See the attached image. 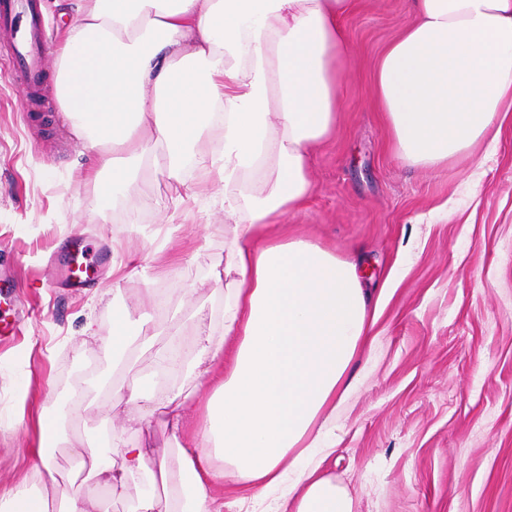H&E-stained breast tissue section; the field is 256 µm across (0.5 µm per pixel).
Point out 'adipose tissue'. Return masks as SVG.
<instances>
[{"mask_svg": "<svg viewBox=\"0 0 512 512\" xmlns=\"http://www.w3.org/2000/svg\"><path fill=\"white\" fill-rule=\"evenodd\" d=\"M353 0H81L56 58L67 124L96 154L88 176L100 208L130 195L146 164L162 161L179 190L224 187V308L220 330H196L192 359L180 338L157 353L155 386L128 390L122 432L156 412L178 444L177 484L142 440L121 470L94 448L69 454L103 489L59 493L52 417L38 421L31 472L0 492V512H109L129 476L145 481L132 512H353L320 470L332 452L319 421L354 390L348 370L374 343L376 311L356 266L283 226L311 197L313 150L334 134L343 21ZM374 97L396 157L433 169L496 141L512 112V0H409V18L374 72ZM113 309L112 368L128 348H155L152 311ZM183 374L209 382L195 425Z\"/></svg>", "mask_w": 512, "mask_h": 512, "instance_id": "obj_1", "label": "adipose tissue"}]
</instances>
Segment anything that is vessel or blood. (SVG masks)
Listing matches in <instances>:
<instances>
[{
	"mask_svg": "<svg viewBox=\"0 0 512 512\" xmlns=\"http://www.w3.org/2000/svg\"><path fill=\"white\" fill-rule=\"evenodd\" d=\"M0 18L23 19L25 32L16 48L18 71L24 76L30 89H38L44 81L42 59L47 36L41 29L34 0H0ZM93 270L94 263L91 258L80 261L72 255L65 261L60 274L66 282L83 283L90 279ZM0 307L6 312L5 317L0 318V333L9 335L16 332L18 322L10 317L13 310L11 281L4 272H0Z\"/></svg>",
	"mask_w": 512,
	"mask_h": 512,
	"instance_id": "obj_1",
	"label": "vessel or blood"
}]
</instances>
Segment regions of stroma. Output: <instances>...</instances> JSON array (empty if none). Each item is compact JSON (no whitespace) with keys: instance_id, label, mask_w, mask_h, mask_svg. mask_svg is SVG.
<instances>
[{"instance_id":"35a3bbf8","label":"stroma","mask_w":512,"mask_h":512,"mask_svg":"<svg viewBox=\"0 0 512 512\" xmlns=\"http://www.w3.org/2000/svg\"><path fill=\"white\" fill-rule=\"evenodd\" d=\"M407 14L408 0H354L336 134L315 149L314 192L288 220L289 233L355 263L379 300L378 338L351 367L356 390L336 411V452L322 470L354 512H512V114L474 155L433 170L397 161L372 72ZM42 19L50 48L38 105L10 77L17 35L0 23V263L14 267L32 311L21 334L0 337V487L29 472L43 411L61 418L55 459L70 492L79 468L67 448L100 447L123 418L99 399L113 307L158 288L185 321V342L197 314L220 325L223 187L175 209L174 183L147 168L136 189L156 205L138 226L127 225L124 198L97 213L93 157L55 93L66 20ZM173 220L181 229L168 240L160 229ZM115 238L138 252L136 274L107 262L83 287L55 281L52 253Z\"/></svg>"}]
</instances>
